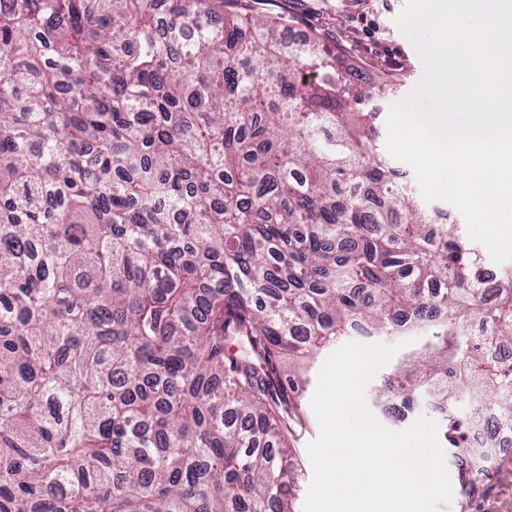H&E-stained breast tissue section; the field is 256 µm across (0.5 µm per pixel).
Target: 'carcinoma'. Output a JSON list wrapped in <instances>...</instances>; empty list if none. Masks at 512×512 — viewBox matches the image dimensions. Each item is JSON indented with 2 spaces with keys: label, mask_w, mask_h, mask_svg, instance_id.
Listing matches in <instances>:
<instances>
[{
  "label": "carcinoma",
  "mask_w": 512,
  "mask_h": 512,
  "mask_svg": "<svg viewBox=\"0 0 512 512\" xmlns=\"http://www.w3.org/2000/svg\"><path fill=\"white\" fill-rule=\"evenodd\" d=\"M288 30L245 0H0V512H296L299 362L435 324L379 396L426 394L462 489L490 476L468 432L512 430V270L485 306L371 92Z\"/></svg>",
  "instance_id": "1"
}]
</instances>
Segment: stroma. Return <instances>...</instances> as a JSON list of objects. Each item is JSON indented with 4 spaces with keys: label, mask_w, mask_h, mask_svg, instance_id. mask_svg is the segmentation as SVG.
<instances>
[{
    "label": "stroma",
    "mask_w": 512,
    "mask_h": 512,
    "mask_svg": "<svg viewBox=\"0 0 512 512\" xmlns=\"http://www.w3.org/2000/svg\"><path fill=\"white\" fill-rule=\"evenodd\" d=\"M406 0H258L259 11L285 15L294 37L318 35L334 44L359 83L374 91L372 106L387 117L392 103L403 99L422 76L413 45L401 34L395 19ZM323 358L312 363L302 397L304 418L294 427V445L306 454L319 434L311 407ZM441 512H512V455L496 460V472L484 479L471 496L454 489L451 506Z\"/></svg>",
    "instance_id": "stroma-1"
}]
</instances>
